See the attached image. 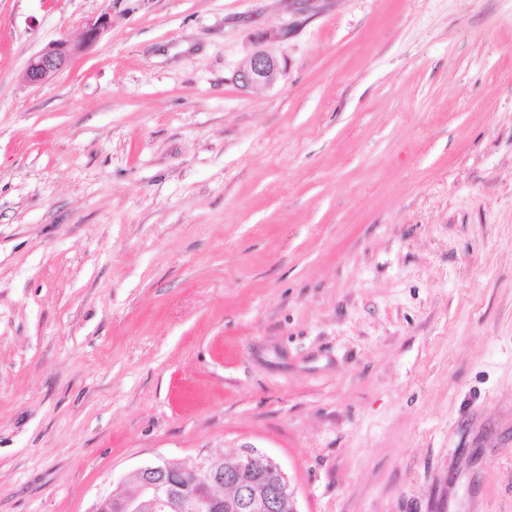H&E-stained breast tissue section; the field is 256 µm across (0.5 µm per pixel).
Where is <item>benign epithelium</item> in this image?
Returning a JSON list of instances; mask_svg holds the SVG:
<instances>
[{"label": "benign epithelium", "mask_w": 512, "mask_h": 512, "mask_svg": "<svg viewBox=\"0 0 512 512\" xmlns=\"http://www.w3.org/2000/svg\"><path fill=\"white\" fill-rule=\"evenodd\" d=\"M109 26L103 14L90 20L84 42H95ZM77 47L57 41L35 54L24 72L30 85H42L66 69ZM287 73L286 60L264 48L255 49L234 75L243 90L269 88ZM132 494L101 496L92 512H300L290 479L281 466L246 443L230 456L203 457L187 464L160 459L133 472Z\"/></svg>", "instance_id": "7a95c632"}]
</instances>
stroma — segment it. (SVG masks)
Returning a JSON list of instances; mask_svg holds the SVG:
<instances>
[{
    "label": "stroma",
    "instance_id": "1",
    "mask_svg": "<svg viewBox=\"0 0 512 512\" xmlns=\"http://www.w3.org/2000/svg\"><path fill=\"white\" fill-rule=\"evenodd\" d=\"M244 443L512 512V0H0V512ZM77 47L66 40L57 41L35 54L24 72L30 85H43L66 69L73 61ZM287 73L286 60L264 48L255 49L246 64L234 75V80L243 90L269 88Z\"/></svg>",
    "mask_w": 512,
    "mask_h": 512
}]
</instances>
